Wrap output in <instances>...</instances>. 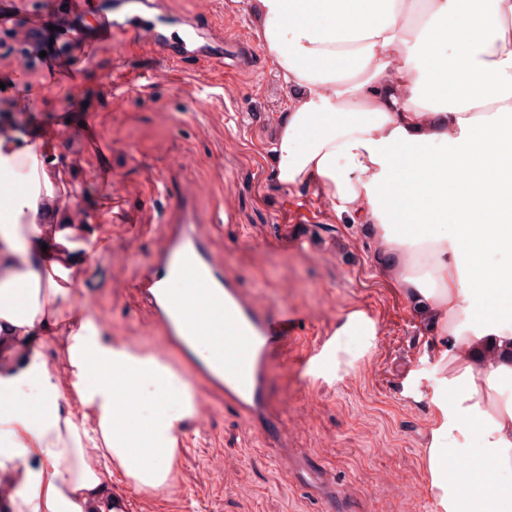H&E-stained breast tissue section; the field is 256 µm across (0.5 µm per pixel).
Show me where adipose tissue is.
<instances>
[{
    "label": "adipose tissue",
    "mask_w": 512,
    "mask_h": 512,
    "mask_svg": "<svg viewBox=\"0 0 512 512\" xmlns=\"http://www.w3.org/2000/svg\"><path fill=\"white\" fill-rule=\"evenodd\" d=\"M251 13L290 93L275 183L315 188L362 225L442 339L424 451L438 512H512V0H251ZM31 207L23 194L0 217V335L27 345L49 318L70 322L71 380L28 345L0 369V471L21 474L14 512H95L111 470L164 487L193 394L77 309L101 231L28 223Z\"/></svg>",
    "instance_id": "ef3b65f1"
}]
</instances>
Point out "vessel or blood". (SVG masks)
<instances>
[{
  "label": "vessel or blood",
  "instance_id": "obj_1",
  "mask_svg": "<svg viewBox=\"0 0 512 512\" xmlns=\"http://www.w3.org/2000/svg\"><path fill=\"white\" fill-rule=\"evenodd\" d=\"M185 22L163 11L158 0H53L46 9L39 0H0V30L12 32L24 67L43 70L89 57L101 35L146 47L164 65L187 55L201 61L223 56V38L209 33L195 40L179 33ZM163 67L155 76H163ZM0 139L30 147L38 172H50L41 146L24 137L20 117L0 115ZM205 193L202 183L181 185L168 204L159 243L140 271L139 293L163 341L157 357L175 358L189 370L196 401L190 421L196 431H206L214 402L235 407L248 430L275 449L288 477L335 502L334 476L291 447L285 406L267 396L279 351L297 337V320L285 312L271 315L226 270L213 248L210 220L198 205ZM60 202L59 193L40 190L29 216L38 224L56 223Z\"/></svg>",
  "mask_w": 512,
  "mask_h": 512
}]
</instances>
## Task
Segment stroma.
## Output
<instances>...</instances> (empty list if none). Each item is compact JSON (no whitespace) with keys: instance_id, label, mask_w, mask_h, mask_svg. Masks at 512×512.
Instances as JSON below:
<instances>
[{"instance_id":"obj_1","label":"stroma","mask_w":512,"mask_h":512,"mask_svg":"<svg viewBox=\"0 0 512 512\" xmlns=\"http://www.w3.org/2000/svg\"><path fill=\"white\" fill-rule=\"evenodd\" d=\"M225 43L255 37L249 0H214ZM254 71L231 60L189 61L168 79L141 89L156 56L120 42L77 62L74 80L18 73L16 50L0 34L1 110H30L36 129L69 132L57 151V180L74 192L92 227H108L109 249L89 254L76 284L95 295L111 326L104 335L141 353L159 345L137 288L141 266L158 243L168 201L156 184L170 158L188 157L182 179L210 183L200 203L213 218V239L241 286L271 313L307 318L298 343L278 358L269 397L287 402L290 444L334 470L350 512H436L427 489L424 448L432 441V349L438 340L374 259L360 225L336 216L311 187L287 189L272 178L271 131L288 108V90L263 46ZM127 86L115 93L100 74ZM120 223H112V215ZM372 318L379 335L337 336L350 312ZM338 337L325 376L298 368L304 345ZM273 449L242 417L223 409L205 435L185 432L168 486L135 491L121 474L129 512H324L321 501L290 481ZM224 463V482L207 478L210 460Z\"/></svg>"}]
</instances>
